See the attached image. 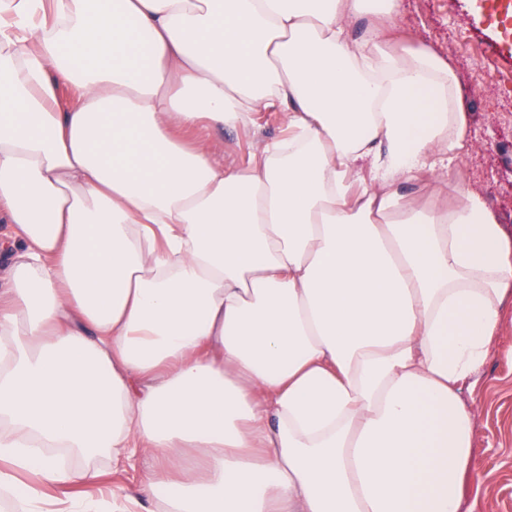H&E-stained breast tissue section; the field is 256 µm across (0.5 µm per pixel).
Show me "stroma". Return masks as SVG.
Segmentation results:
<instances>
[{
    "mask_svg": "<svg viewBox=\"0 0 512 512\" xmlns=\"http://www.w3.org/2000/svg\"><path fill=\"white\" fill-rule=\"evenodd\" d=\"M500 11L499 0H403L392 34L453 64L470 117L471 149L458 165L460 175L512 233V40L500 24ZM282 126L281 112H262L253 127L194 131L188 139L233 165ZM505 317L507 325L485 364L462 389L475 414L471 465L491 473L492 480L467 487L461 512H512V305ZM153 465L151 457L139 456L128 472L104 474L94 484L77 478L41 491L59 501H92L99 512H110L114 500L138 496Z\"/></svg>",
    "mask_w": 512,
    "mask_h": 512,
    "instance_id": "1",
    "label": "stroma"
}]
</instances>
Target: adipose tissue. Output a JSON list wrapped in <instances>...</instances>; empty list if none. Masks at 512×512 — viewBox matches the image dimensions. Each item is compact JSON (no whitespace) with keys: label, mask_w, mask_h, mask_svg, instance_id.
Returning <instances> with one entry per match:
<instances>
[{"label":"adipose tissue","mask_w":512,"mask_h":512,"mask_svg":"<svg viewBox=\"0 0 512 512\" xmlns=\"http://www.w3.org/2000/svg\"><path fill=\"white\" fill-rule=\"evenodd\" d=\"M401 8L0 0V485L27 512L16 472L139 451L160 512H459L487 481L461 392L512 235L457 181L453 66L385 35ZM269 110L287 136L241 165L178 137Z\"/></svg>","instance_id":"ef3b65f1"}]
</instances>
